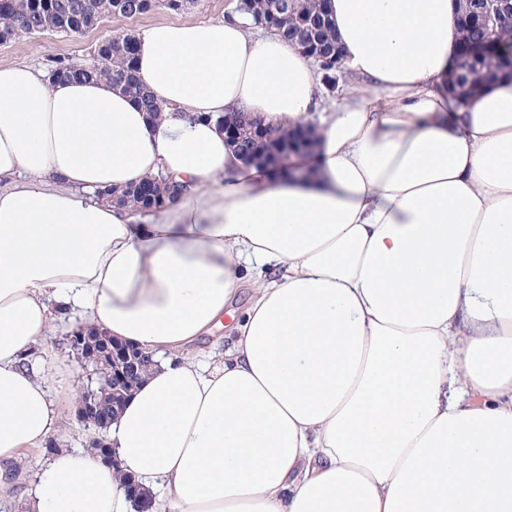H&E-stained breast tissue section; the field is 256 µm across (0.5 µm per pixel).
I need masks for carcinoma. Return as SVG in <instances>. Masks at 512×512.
Masks as SVG:
<instances>
[{
  "label": "carcinoma",
  "instance_id": "carcinoma-1",
  "mask_svg": "<svg viewBox=\"0 0 512 512\" xmlns=\"http://www.w3.org/2000/svg\"><path fill=\"white\" fill-rule=\"evenodd\" d=\"M495 15L493 29L471 22L459 27L461 46H476L491 39L512 40V0ZM162 4L171 11L184 7V0H0V42H7L23 34L43 31L81 33L98 25L106 14L127 17L143 15ZM236 11L252 18L254 23L277 30L289 42L302 48L314 58L325 74L336 68L339 44L332 20L321 6V0H237ZM135 38L127 36L120 41L102 40L95 48L96 62L85 68L59 62L51 77H105L116 82V87L136 97H143L133 74ZM503 75L512 77V60L487 56L457 57L451 71L450 93L459 98ZM219 123L238 133L232 139L244 158H263L279 149L291 153L295 160L284 174L293 179L310 175L309 155L313 153V133L306 128H288L268 139L255 128L261 124L244 114L219 119ZM179 192L175 185L162 180L137 181L119 192L111 194L115 202L136 209H156L174 199ZM88 366L102 374H116L122 362L90 356ZM147 372L142 366L134 376L121 380V384H97L93 387L96 400L113 415L124 403L128 392Z\"/></svg>",
  "mask_w": 512,
  "mask_h": 512
}]
</instances>
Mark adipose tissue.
Wrapping results in <instances>:
<instances>
[{
	"mask_svg": "<svg viewBox=\"0 0 512 512\" xmlns=\"http://www.w3.org/2000/svg\"><path fill=\"white\" fill-rule=\"evenodd\" d=\"M355 82L240 15L135 39L140 103L0 66V494L63 430L37 367L57 321L154 367L30 512H512V78L448 95L454 0H325ZM318 130L312 174L245 165L221 116ZM161 176L158 210L109 190ZM249 301L230 347L189 355Z\"/></svg>",
	"mask_w": 512,
	"mask_h": 512,
	"instance_id": "adipose-tissue-1",
	"label": "adipose tissue"
}]
</instances>
